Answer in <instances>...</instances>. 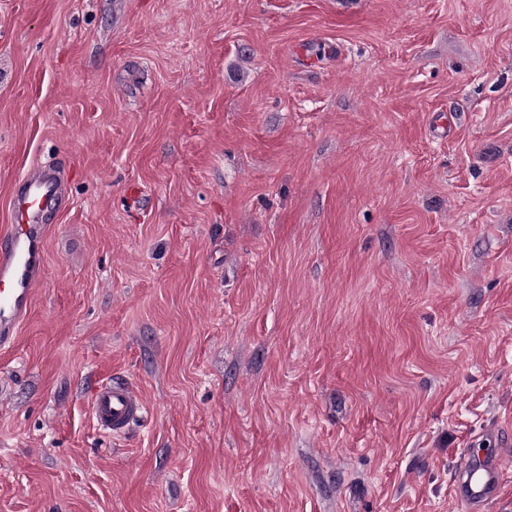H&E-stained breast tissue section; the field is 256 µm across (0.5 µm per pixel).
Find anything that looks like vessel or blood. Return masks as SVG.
Listing matches in <instances>:
<instances>
[{"instance_id": "1", "label": "vessel or blood", "mask_w": 512, "mask_h": 512, "mask_svg": "<svg viewBox=\"0 0 512 512\" xmlns=\"http://www.w3.org/2000/svg\"><path fill=\"white\" fill-rule=\"evenodd\" d=\"M63 198V170L49 165L29 172L13 199V220L6 231L0 232L2 350L14 346L43 278L45 248L41 217L44 212L59 208ZM91 411L100 429L120 437L141 418L144 402L128 381L113 380L95 389ZM480 443L478 451L462 455L454 479V495L468 512H485L502 489L498 432L485 433Z\"/></svg>"}]
</instances>
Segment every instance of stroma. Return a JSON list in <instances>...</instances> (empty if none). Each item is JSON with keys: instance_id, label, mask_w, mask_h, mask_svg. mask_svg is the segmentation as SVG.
<instances>
[{"instance_id": "stroma-1", "label": "stroma", "mask_w": 512, "mask_h": 512, "mask_svg": "<svg viewBox=\"0 0 512 512\" xmlns=\"http://www.w3.org/2000/svg\"><path fill=\"white\" fill-rule=\"evenodd\" d=\"M47 164L0 512H467L512 424V0H0V226ZM144 402L126 380H112L98 386L91 397L92 416L100 429L114 436L126 434L142 417ZM479 438V441L474 440V446L482 445L485 448L462 455L453 486L455 498L471 512L485 511L500 496L502 489V443L499 441V429Z\"/></svg>"}]
</instances>
